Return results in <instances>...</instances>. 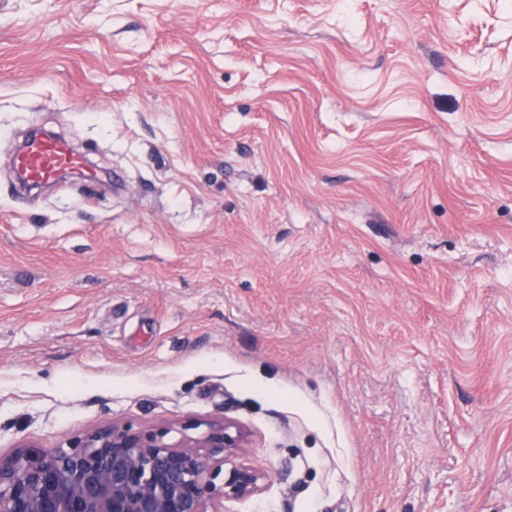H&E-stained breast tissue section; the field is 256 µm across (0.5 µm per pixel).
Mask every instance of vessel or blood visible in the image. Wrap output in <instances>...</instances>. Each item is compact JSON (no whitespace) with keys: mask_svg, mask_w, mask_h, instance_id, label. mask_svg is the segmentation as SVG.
Segmentation results:
<instances>
[{"mask_svg":"<svg viewBox=\"0 0 512 512\" xmlns=\"http://www.w3.org/2000/svg\"><path fill=\"white\" fill-rule=\"evenodd\" d=\"M15 168L26 186L54 182L61 172L86 171L84 155L65 138L50 135L30 137L15 157Z\"/></svg>","mask_w":512,"mask_h":512,"instance_id":"obj_1","label":"vessel or blood"}]
</instances>
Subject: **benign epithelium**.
<instances>
[{"label":"benign epithelium","mask_w":512,"mask_h":512,"mask_svg":"<svg viewBox=\"0 0 512 512\" xmlns=\"http://www.w3.org/2000/svg\"><path fill=\"white\" fill-rule=\"evenodd\" d=\"M234 420L100 424L67 448L0 461V512H225L260 494L269 472L247 459Z\"/></svg>","instance_id":"obj_1"}]
</instances>
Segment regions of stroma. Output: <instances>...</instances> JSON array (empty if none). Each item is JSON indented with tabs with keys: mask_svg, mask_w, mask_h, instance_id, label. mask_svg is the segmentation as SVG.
Returning <instances> with one entry per match:
<instances>
[{
	"mask_svg": "<svg viewBox=\"0 0 512 512\" xmlns=\"http://www.w3.org/2000/svg\"><path fill=\"white\" fill-rule=\"evenodd\" d=\"M222 417L230 512H512V0H0V458ZM14 163L23 186L52 183L67 170H79L94 177L84 155L62 137L33 135L20 148Z\"/></svg>",
	"mask_w": 512,
	"mask_h": 512,
	"instance_id": "35a3bbf8",
	"label": "stroma"
}]
</instances>
